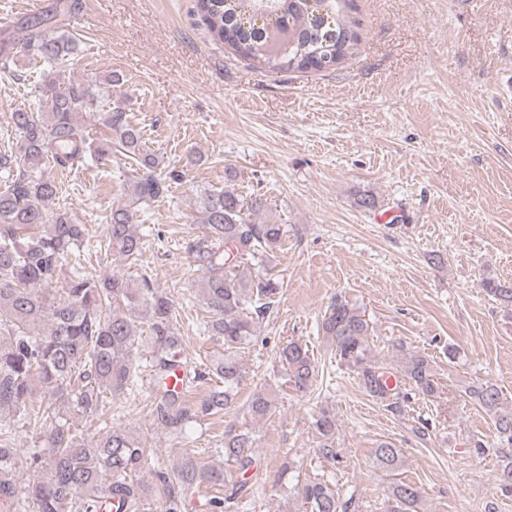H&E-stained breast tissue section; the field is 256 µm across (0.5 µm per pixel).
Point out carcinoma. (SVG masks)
<instances>
[{
	"mask_svg": "<svg viewBox=\"0 0 512 512\" xmlns=\"http://www.w3.org/2000/svg\"><path fill=\"white\" fill-rule=\"evenodd\" d=\"M76 7L73 2L33 14L0 35L1 71H13L21 57L44 66L33 91L36 108L11 112L20 156L0 152V326L8 336L6 343L0 342V409L12 413V420L0 422V512H122L125 507L137 512L152 492L136 478L146 448L133 433L112 426V399L137 378L138 315L148 319L145 340L152 351L155 420L179 435L192 422L224 416L243 375L238 352L252 341L256 321L269 315L283 287L266 270L285 225L254 220L267 214L266 201L244 199L226 188L201 195L191 221L202 226V234L185 242L204 274V329L224 342V353L206 370L186 360L173 331V303L151 278H99L87 271L81 252L88 229L65 213L49 212L48 203L61 186L44 177L43 165L65 171L88 161L105 165L114 156L125 158V197L105 215L106 235L93 250L101 260L117 252L134 264L143 255L145 239L137 230V212L167 198L181 174L160 168L161 160L147 149L143 129L125 103L97 84L64 76L79 55V39L63 28L60 16ZM355 10V0H195L194 16L213 40L245 59L278 71L322 72L337 67L358 45ZM81 117L104 133L90 137ZM54 284L61 288L52 289ZM483 288L500 303H512V281L488 279ZM321 328L371 396L383 402L393 398L387 385L391 372L369 363L371 326L364 313L338 299L327 309ZM280 357L295 390L313 385L315 368L302 344L289 342ZM177 368L188 379L182 392L166 385ZM402 376L424 395L436 391L423 356L407 357ZM202 384V397H193ZM470 395L512 446V408L503 405L498 385L481 382L471 387ZM272 410L269 391L252 395L253 418L262 419ZM71 412L89 419L100 438L70 423ZM32 423L44 430L43 452L33 453V463L45 473L22 490L13 478V436ZM314 425L321 454L336 457V414L323 410ZM253 442L248 431H224V457L237 471L254 467ZM373 455L381 469L401 465L400 450L390 443L378 444ZM156 476L167 490L166 512H178L177 487H231L228 495L211 502L213 512H223L224 503L245 487L222 469L190 460L174 474L175 485L162 471ZM497 481L512 492V456L501 464ZM301 497L307 512L349 509L321 481L306 482ZM391 497L393 512H420L417 485L396 482Z\"/></svg>",
	"mask_w": 512,
	"mask_h": 512,
	"instance_id": "carcinoma-1",
	"label": "carcinoma"
}]
</instances>
